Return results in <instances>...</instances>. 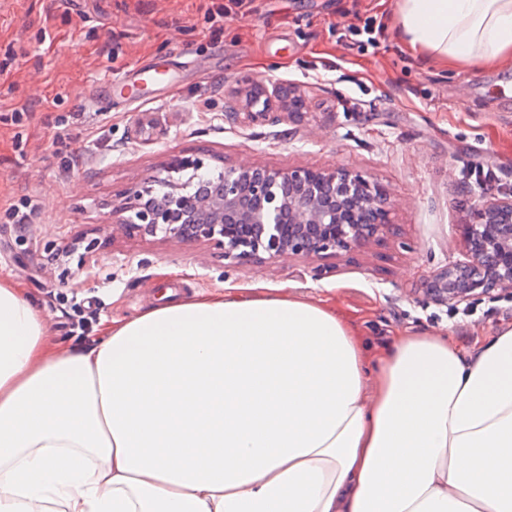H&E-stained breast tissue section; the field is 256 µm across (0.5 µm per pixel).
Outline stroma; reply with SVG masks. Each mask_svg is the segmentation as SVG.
<instances>
[{
    "label": "stroma",
    "mask_w": 512,
    "mask_h": 512,
    "mask_svg": "<svg viewBox=\"0 0 512 512\" xmlns=\"http://www.w3.org/2000/svg\"><path fill=\"white\" fill-rule=\"evenodd\" d=\"M228 5L0 0V212L24 196L42 204L35 223L0 222V277L28 288L66 347L167 286L331 299L376 344L426 330L469 345L511 322V292L438 304L424 284L466 262L471 202L512 196V71L413 56L393 36L396 0H253L213 34L211 11ZM370 18L382 29L358 43L351 29ZM134 66L175 80L138 84L134 103L109 95ZM248 74L295 85L306 114L227 121ZM198 153L214 167L360 172L389 187L398 231L349 253L237 265L207 242L107 229L128 187ZM490 162L499 181L477 183ZM80 239L98 243L82 265L62 254Z\"/></svg>",
    "instance_id": "stroma-1"
}]
</instances>
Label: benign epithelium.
<instances>
[{
  "label": "benign epithelium",
  "mask_w": 512,
  "mask_h": 512,
  "mask_svg": "<svg viewBox=\"0 0 512 512\" xmlns=\"http://www.w3.org/2000/svg\"><path fill=\"white\" fill-rule=\"evenodd\" d=\"M273 97L283 113H302L296 87H270L252 75L236 91L238 108L227 116L234 122L242 115L264 116ZM160 173L167 191L157 197L148 186L129 188L108 225L128 235L206 241L236 264L349 251L392 229L389 189L353 170L255 165L212 175L203 158L174 155ZM474 211V223L463 225L468 262L443 268L426 283L437 303L512 291V198L485 201Z\"/></svg>",
  "instance_id": "benign-epithelium-1"
}]
</instances>
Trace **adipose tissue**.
Wrapping results in <instances>:
<instances>
[{"mask_svg":"<svg viewBox=\"0 0 512 512\" xmlns=\"http://www.w3.org/2000/svg\"><path fill=\"white\" fill-rule=\"evenodd\" d=\"M395 32L512 68V0H397ZM0 512H512V325L375 351L327 299L167 291L66 348L0 277Z\"/></svg>","mask_w":512,"mask_h":512,"instance_id":"ef3b65f1","label":"adipose tissue"}]
</instances>
